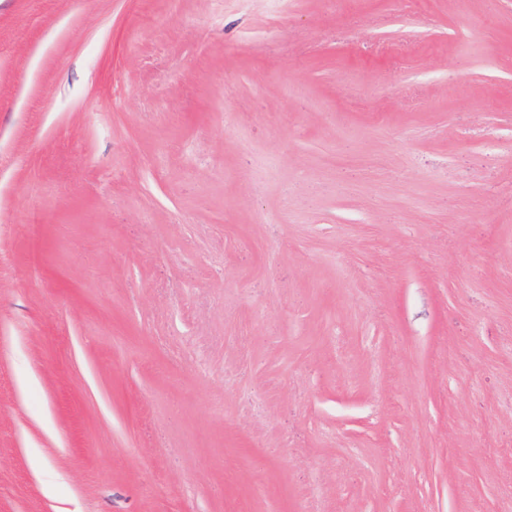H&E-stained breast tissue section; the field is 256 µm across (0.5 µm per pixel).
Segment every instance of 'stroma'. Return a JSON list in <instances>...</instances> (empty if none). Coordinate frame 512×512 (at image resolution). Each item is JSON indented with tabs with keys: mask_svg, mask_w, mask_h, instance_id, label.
Segmentation results:
<instances>
[{
	"mask_svg": "<svg viewBox=\"0 0 512 512\" xmlns=\"http://www.w3.org/2000/svg\"><path fill=\"white\" fill-rule=\"evenodd\" d=\"M300 507L512 512V0H0V512Z\"/></svg>",
	"mask_w": 512,
	"mask_h": 512,
	"instance_id": "1",
	"label": "stroma"
}]
</instances>
